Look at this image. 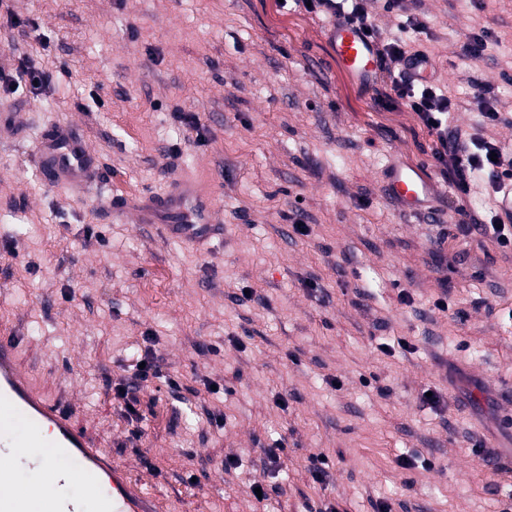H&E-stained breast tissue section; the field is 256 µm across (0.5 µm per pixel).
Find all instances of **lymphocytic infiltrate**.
<instances>
[{"label": "lymphocytic infiltrate", "instance_id": "f902f5d3", "mask_svg": "<svg viewBox=\"0 0 512 512\" xmlns=\"http://www.w3.org/2000/svg\"><path fill=\"white\" fill-rule=\"evenodd\" d=\"M299 11L312 15L344 18L370 33L381 62L389 91L382 106L401 102L416 116L419 124L432 139L431 157L441 174L452 180L460 192H468L474 180H481L489 193L512 180V152L494 137L501 125H512V116L500 112L499 101L491 85H476L471 98L452 94L447 83L435 80L426 84L413 83L404 72V61L424 56L416 42L406 39V32L428 33L425 18L408 12L405 0H292ZM400 12L405 16L398 36H383L375 22L379 12ZM477 111L480 121L473 131L462 130L457 122L459 113ZM457 231L460 235L480 236L498 244H512V225L503 223L497 211L472 213L457 207Z\"/></svg>", "mask_w": 512, "mask_h": 512}]
</instances>
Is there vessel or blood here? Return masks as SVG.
<instances>
[{"mask_svg":"<svg viewBox=\"0 0 512 512\" xmlns=\"http://www.w3.org/2000/svg\"><path fill=\"white\" fill-rule=\"evenodd\" d=\"M325 36L333 56L354 82L368 88L381 76L376 46L357 25L331 20ZM37 168L45 182L69 188L83 185L97 159L80 137L59 129L48 132L38 147ZM382 190L400 212L439 215L448 191L426 166L391 154L382 173ZM138 223L158 225L168 238L198 248L215 235V211L194 182L174 179L159 197L132 203ZM19 336L0 332V456L21 449L41 466L35 488L15 481V468L0 466V512H162L163 505L140 479L112 461L94 434L78 428L66 405L47 397L19 361ZM82 485L85 495L68 494Z\"/></svg>","mask_w":512,"mask_h":512,"instance_id":"1","label":"vessel or blood"}]
</instances>
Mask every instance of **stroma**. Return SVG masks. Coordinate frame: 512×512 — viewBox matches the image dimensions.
Listing matches in <instances>:
<instances>
[{
  "mask_svg": "<svg viewBox=\"0 0 512 512\" xmlns=\"http://www.w3.org/2000/svg\"><path fill=\"white\" fill-rule=\"evenodd\" d=\"M9 7L30 25L0 18V62L24 52L55 85L45 96L0 87V114L14 116L0 123V324L113 460L166 512H377L382 501L512 512V488L474 449L512 459V249L456 237L453 211L435 227L386 199L388 155L432 166V139L404 104L376 105L382 83L362 88L339 70L323 19L277 0ZM422 9L453 92L491 83L512 113V0ZM480 25L500 40L480 62L457 57ZM177 111L199 117L204 142ZM53 127L84 137L97 182L42 179L33 154ZM179 176L215 197L222 232L201 250L122 205ZM296 211L307 234L292 228ZM442 227L452 238L440 248ZM147 333L163 376L136 393L135 437L113 386ZM452 365L480 382L472 400L449 381ZM428 389L437 406L423 402ZM280 438L275 465L262 450ZM404 454L415 467L399 465Z\"/></svg>",
  "mask_w": 512,
  "mask_h": 512,
  "instance_id": "1",
  "label": "stroma"
}]
</instances>
